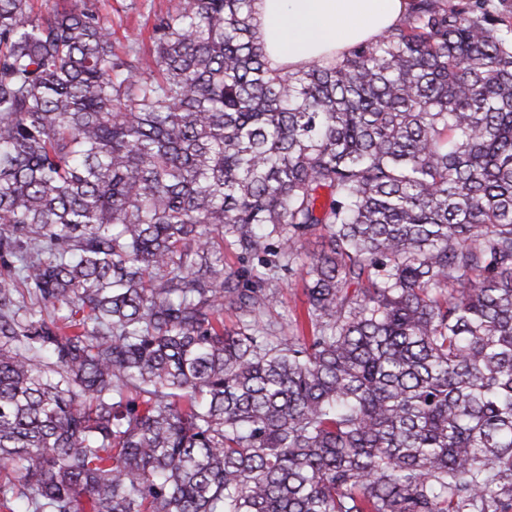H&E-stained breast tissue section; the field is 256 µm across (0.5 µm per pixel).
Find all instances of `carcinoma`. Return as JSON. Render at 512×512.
I'll list each match as a JSON object with an SVG mask.
<instances>
[{
    "label": "carcinoma",
    "instance_id": "carcinoma-1",
    "mask_svg": "<svg viewBox=\"0 0 512 512\" xmlns=\"http://www.w3.org/2000/svg\"><path fill=\"white\" fill-rule=\"evenodd\" d=\"M254 2L0 0V508L512 512V11L285 70ZM103 13L112 20L114 50L122 54L130 46L129 36L138 35L139 45L147 48L154 14L165 12L176 0H107ZM112 5V8H111ZM272 288H277V302L262 318V324L271 323L277 336H289L288 319L295 308H301L302 282L296 275H289L288 271L281 273V280Z\"/></svg>",
    "mask_w": 512,
    "mask_h": 512
}]
</instances>
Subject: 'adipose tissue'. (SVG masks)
Masks as SVG:
<instances>
[{
  "instance_id": "1",
  "label": "adipose tissue",
  "mask_w": 512,
  "mask_h": 512,
  "mask_svg": "<svg viewBox=\"0 0 512 512\" xmlns=\"http://www.w3.org/2000/svg\"><path fill=\"white\" fill-rule=\"evenodd\" d=\"M409 0H256L258 33L272 67L299 68L377 39Z\"/></svg>"
}]
</instances>
